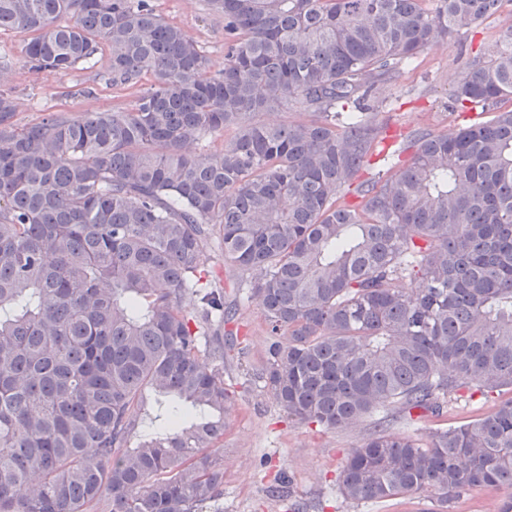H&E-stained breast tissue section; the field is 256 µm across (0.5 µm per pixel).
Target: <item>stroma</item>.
Masks as SVG:
<instances>
[{"mask_svg": "<svg viewBox=\"0 0 512 512\" xmlns=\"http://www.w3.org/2000/svg\"><path fill=\"white\" fill-rule=\"evenodd\" d=\"M155 8L198 42L212 71L223 69L224 20L209 12L206 0H155ZM511 27L512 6L506 5L486 17L461 43L429 46L405 70L397 85L378 87L375 98L379 108L373 121L386 145H399L421 127L445 133L478 119L475 109L454 115L448 112L449 94L461 68L459 52L488 50ZM26 39V33L17 29L0 32V91L10 94L18 125L37 123L51 112L77 115L85 110L133 106L136 90L117 91L107 86L103 78L107 62L103 59L91 68L79 67L50 76L32 73L23 62ZM202 264L223 268L222 285L238 308L230 325L238 340L224 363V383L238 399L223 439L224 512H427L430 502L422 495L381 502H345L338 491L337 477L350 451L363 444L372 416L361 418L345 430L325 431L290 419L256 377L269 346L258 300L248 289H235L238 273L225 266L219 248L207 249ZM509 398L512 393L496 391L481 401L461 399L449 404L441 419L400 423L394 431L424 441L433 429L489 412ZM281 471L290 480V493L277 499L270 496L268 488Z\"/></svg>", "mask_w": 512, "mask_h": 512, "instance_id": "obj_1", "label": "stroma"}]
</instances>
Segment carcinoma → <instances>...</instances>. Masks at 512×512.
I'll return each mask as SVG.
<instances>
[{"label":"carcinoma","mask_w":512,"mask_h":512,"mask_svg":"<svg viewBox=\"0 0 512 512\" xmlns=\"http://www.w3.org/2000/svg\"><path fill=\"white\" fill-rule=\"evenodd\" d=\"M504 2L207 0L224 18L213 73L154 0H0L31 72L105 51L112 86L151 81L130 109L23 127L0 93V512H224L236 306L201 266L215 242L260 301L258 378L288 417L380 414L344 500L424 493L454 512L512 491V398L425 442L392 430L512 389V27L449 95L489 118L414 133L399 173L361 181L357 207L343 192L376 150L373 89ZM291 101L309 117L254 120ZM147 388L160 413L130 447ZM507 494V489L497 492L473 490L460 498L456 504V512H495L496 504Z\"/></svg>","instance_id":"carcinoma-1"}]
</instances>
